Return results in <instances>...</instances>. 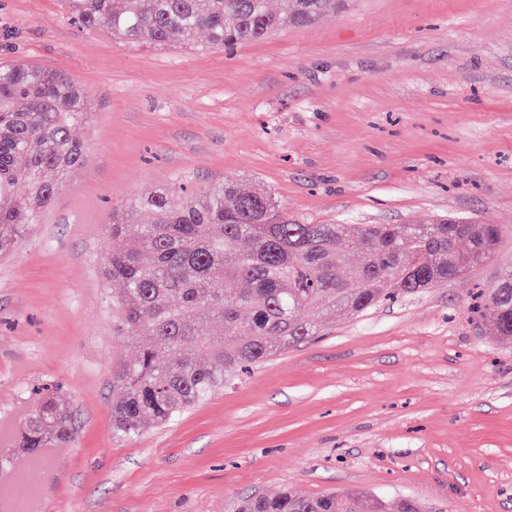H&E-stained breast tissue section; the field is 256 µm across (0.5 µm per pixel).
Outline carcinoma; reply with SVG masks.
<instances>
[{
	"label": "carcinoma",
	"instance_id": "obj_1",
	"mask_svg": "<svg viewBox=\"0 0 512 512\" xmlns=\"http://www.w3.org/2000/svg\"><path fill=\"white\" fill-rule=\"evenodd\" d=\"M335 0H293L296 25L322 17ZM89 31L107 30L128 44L165 48L207 34L215 47L259 41L284 20L269 0H64ZM92 116L87 93L61 72L0 63V254L55 200L63 177L84 159L74 129ZM27 195L19 200L14 186ZM112 205L102 276L136 355L112 369V436L138 437L208 401L248 366L258 367L320 332L338 311L359 315L421 284L445 282L489 261L496 224L443 218L419 224H301L259 187L221 181L204 197L181 184ZM137 222L140 249L125 243ZM363 255L347 263L350 249ZM484 295L481 318L500 341H512V271ZM208 321L220 324L200 334ZM72 415L47 400L29 414L18 444L65 448ZM238 512H422L415 500L391 506L365 493L304 497L291 491L244 499Z\"/></svg>",
	"mask_w": 512,
	"mask_h": 512
}]
</instances>
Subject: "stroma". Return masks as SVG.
Returning a JSON list of instances; mask_svg holds the SVG:
<instances>
[{
  "label": "stroma",
  "instance_id": "stroma-1",
  "mask_svg": "<svg viewBox=\"0 0 512 512\" xmlns=\"http://www.w3.org/2000/svg\"><path fill=\"white\" fill-rule=\"evenodd\" d=\"M85 87V159L0 257V486L33 512H236L285 488L512 512V344L473 318L512 266V0H341L233 48L89 32L61 0H0V62ZM256 183L303 224L475 217L488 262L362 315L330 316L178 421L112 436V369L136 354L102 275L112 204L186 181ZM73 440L30 466L11 441L40 394Z\"/></svg>",
  "mask_w": 512,
  "mask_h": 512
}]
</instances>
